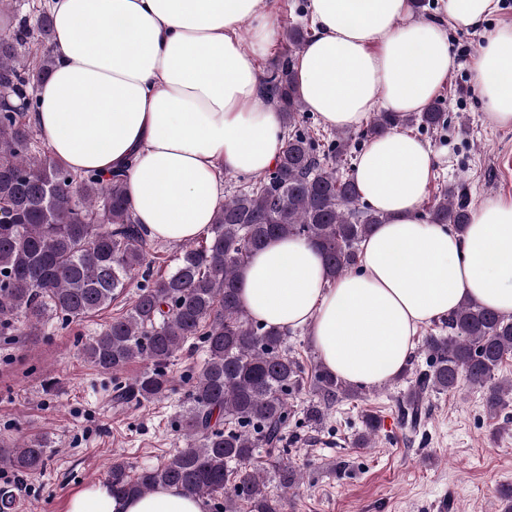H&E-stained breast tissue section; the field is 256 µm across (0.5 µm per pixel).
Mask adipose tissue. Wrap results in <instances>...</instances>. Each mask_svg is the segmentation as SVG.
Here are the masks:
<instances>
[{"instance_id":"adipose-tissue-1","label":"adipose tissue","mask_w":512,"mask_h":512,"mask_svg":"<svg viewBox=\"0 0 512 512\" xmlns=\"http://www.w3.org/2000/svg\"><path fill=\"white\" fill-rule=\"evenodd\" d=\"M54 65L34 91L33 122L76 172L125 168L146 236L170 244L207 232L223 175L272 169L283 149L277 109L256 61L276 34L265 0H48ZM498 0H443L415 18L411 0H307L312 34L294 60L296 90L323 125L355 130L375 107L419 113L455 59L449 29L486 21ZM253 22L250 41L240 29ZM494 125L512 126V24L490 30L472 64ZM437 157L398 129L371 137L354 171L363 202L386 221L361 244L356 272L328 280L318 248L275 237L239 272V297L266 327L308 329L321 364L343 381L394 378L418 331L472 300L512 315V198L472 210L465 232L429 223L421 204ZM68 512H207L175 486L117 496L98 482Z\"/></svg>"}]
</instances>
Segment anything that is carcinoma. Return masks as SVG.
<instances>
[{"mask_svg":"<svg viewBox=\"0 0 512 512\" xmlns=\"http://www.w3.org/2000/svg\"><path fill=\"white\" fill-rule=\"evenodd\" d=\"M53 33L46 13L33 23L15 18L0 27V98L26 103L25 111L0 116V336H29L52 319L80 321L105 311L141 274L130 307L83 344L85 358L104 372L137 359L151 362L153 368L119 394L140 403L168 390L169 366L187 342L199 341L205 358L180 417L186 447L135 471L113 463L105 477L112 494L175 485L189 496L215 499L216 512H281V498L269 486L293 488L300 472L283 463L270 477L254 461L261 451L269 457L285 451L289 400L307 395L304 423L317 429L335 404L359 396L362 387L320 365L304 376L299 358L286 349L289 330L263 327L241 305L239 271L270 238L295 236L317 246L334 280L359 267L362 240L386 221L361 204L353 178L340 171L351 136L341 130L324 149L304 128L292 56L304 49L309 32L287 27L286 48L260 81L261 96L278 108L287 131L275 167L224 200L207 234L183 246L159 277L148 272L151 241L135 222L123 175L76 173L40 147L30 116L33 92L53 59L49 49L30 57V44H48ZM414 122L426 131L445 129L441 100L407 116L376 112L367 132ZM428 221L463 231L470 221L465 188L444 189ZM423 346L427 368L401 374L407 393L400 411L412 424L431 393L454 392L463 383L481 393L491 414L512 402V380H495L512 357V316L465 300ZM378 432L377 418L364 415L356 445L367 447ZM48 448L39 436L0 444V469L15 473V480L0 484V512H12L23 477L44 468Z\"/></svg>","mask_w":512,"mask_h":512,"instance_id":"1","label":"carcinoma"}]
</instances>
